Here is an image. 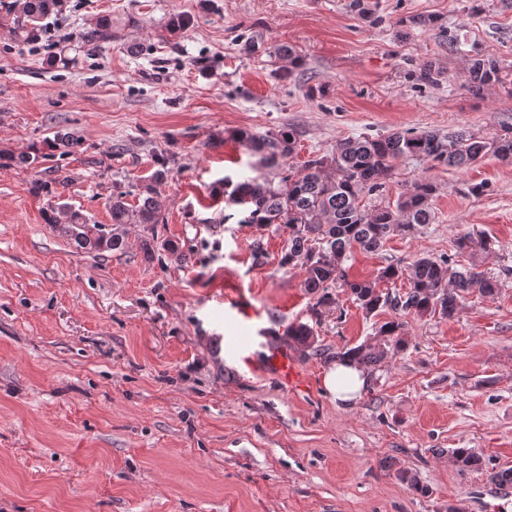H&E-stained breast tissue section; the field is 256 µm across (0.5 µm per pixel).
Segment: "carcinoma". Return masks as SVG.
Instances as JSON below:
<instances>
[{"mask_svg":"<svg viewBox=\"0 0 512 512\" xmlns=\"http://www.w3.org/2000/svg\"><path fill=\"white\" fill-rule=\"evenodd\" d=\"M59 0H22L21 13L14 22V33L26 41L34 36L38 24L58 7ZM80 39L93 46L112 39V23L104 21L80 34ZM504 83L494 60L476 59L469 71L470 89L478 91L491 83ZM239 142L262 154L269 166L292 156L296 136L291 128L256 136L247 131L237 133ZM512 163V128L493 139L466 130H398L386 136L347 138L336 143L329 156L310 159L305 173L297 178L283 177L284 188L259 178L228 182V200L248 206L243 223L258 229L275 225L288 232L281 263L291 265L302 259L306 269L304 288L315 299V307H331L337 303L332 289L344 288L362 311L370 315L390 306L405 316L424 318L439 315L451 319L457 315L466 293L478 289L486 296L497 290L496 281L478 270L471 262L460 265L454 257L419 256L406 266L389 264L372 280H350L344 263L356 250L374 254L393 235H413L433 223L431 200L436 184L417 178L398 195L395 202L380 199L383 180L393 176L402 158L427 160L435 166L462 168L477 163L488 154ZM151 184L139 194V204L131 209L120 191L112 195V223L161 224ZM65 232L83 248L114 250L123 245L118 233H100L91 237L79 216L73 215ZM405 279L409 287L390 293L382 283ZM401 323L387 322L380 334L388 337L395 349L405 347L400 333ZM313 328L300 323L288 327V339L309 347ZM387 351L382 347L358 345L339 351L336 358L349 360L373 370ZM451 454L460 470L482 465L470 448H454Z\"/></svg>","mask_w":512,"mask_h":512,"instance_id":"carcinoma-1","label":"carcinoma"}]
</instances>
